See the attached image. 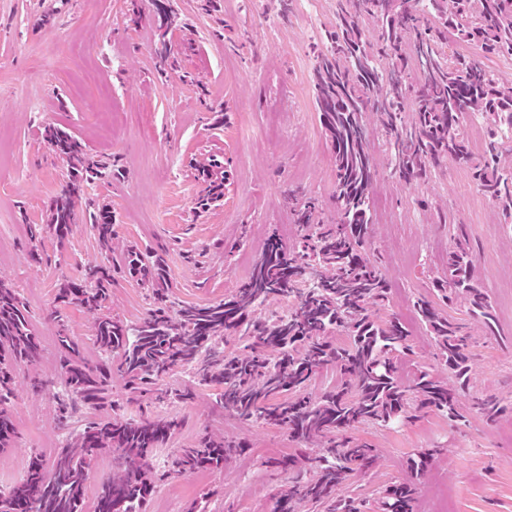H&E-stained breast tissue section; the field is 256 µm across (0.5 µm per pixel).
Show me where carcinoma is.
I'll use <instances>...</instances> for the list:
<instances>
[{
    "label": "carcinoma",
    "mask_w": 512,
    "mask_h": 512,
    "mask_svg": "<svg viewBox=\"0 0 512 512\" xmlns=\"http://www.w3.org/2000/svg\"><path fill=\"white\" fill-rule=\"evenodd\" d=\"M160 16L155 55L170 57L167 5ZM474 45L487 57L512 56V0H339L335 29L316 56L315 104L321 112L333 155L339 221L322 224L312 199L296 211L305 228L290 250L269 239L249 278L228 297L206 304L177 303L163 258L134 246L115 244L111 208L91 216L102 255L77 280L59 284L57 303L78 306L94 316L93 342L99 357H85L79 343L59 324L57 375L70 396L105 411L58 448L50 463L29 460L25 477L10 491V512H85L92 462L117 452L122 466L98 486L95 512H143L159 478L149 458L178 429L170 416L153 419L127 414L111 399L112 355L132 403L149 394L178 368L189 370L192 386L172 392L186 402L196 390L218 387L225 411L258 425L288 429L307 448L273 461L289 475L277 494L278 512H363L366 500L348 491L349 476L377 465L376 450L356 431L387 428L434 412L462 418L460 392L469 381L470 334L447 314L460 307L483 333L495 335V317L479 283L475 255L458 235L448 250V268L431 278L430 292L417 301L420 321L448 369L443 378L418 370L408 381L398 375L410 353L409 332L394 315L381 316L388 283L378 260L368 254L371 189L379 164L368 148L367 114L376 115L388 139L387 168L406 183L425 181L450 158L467 165L477 189L512 224V83L480 62L448 50V35ZM479 117L487 129L486 156L473 162L464 116ZM43 139L67 161L48 221L30 228L31 240L49 233L64 243L76 221L88 184L105 174L82 140L64 128L44 127ZM206 183L198 205L224 197L227 171L214 161L201 166ZM150 292L151 308L139 322L112 316L109 302L115 268ZM274 300L288 302L276 315L260 313ZM235 340L225 352L220 343ZM40 341L15 288L0 278V453L13 447L15 425L3 404L13 393L15 372L35 366ZM336 372V384L310 396L313 377ZM475 408L494 421L512 412V403L488 396ZM248 451V444L209 435L182 448L172 461L179 475L221 471ZM431 454L407 461V478L380 487L368 512H410L417 484Z\"/></svg>",
    "instance_id": "obj_1"
}]
</instances>
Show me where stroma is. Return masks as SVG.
<instances>
[{
	"instance_id": "obj_1",
	"label": "stroma",
	"mask_w": 512,
	"mask_h": 512,
	"mask_svg": "<svg viewBox=\"0 0 512 512\" xmlns=\"http://www.w3.org/2000/svg\"><path fill=\"white\" fill-rule=\"evenodd\" d=\"M168 0L175 23L168 34L174 66L154 54V0H0V276L23 298L42 344L37 366L17 371L7 403L17 438L0 454V479L26 471L34 454L50 456L45 437L62 444L72 432L101 419L75 402L67 424L57 419L67 392L55 382L58 326L51 318L59 284L78 279L101 255L90 228V203L107 204L118 240L162 256L176 300L204 304L224 299L248 277L269 236L294 245L293 211L318 199L320 219L336 220L330 147L315 106L312 69L336 23V0ZM49 25L39 18L47 9ZM139 23H132L133 13ZM70 129L91 156L112 170L87 188L88 204L65 242L43 235V260L28 259V229L47 220L67 165L44 142L45 126ZM215 159L229 179L221 201L196 202L205 185L195 166ZM446 221H439L437 212ZM369 248L381 255L389 283L385 311L410 331L411 353L400 369L409 379L423 367L445 375L414 303L441 272L458 230L476 259L489 293L498 336L472 329V374L460 398L468 410L459 424L427 414L394 428L365 427L361 439L377 448L373 471L349 484L363 498L402 481L406 461L432 450L412 512H512V415L489 423L471 411L475 398L512 397V226L472 182L469 168L448 162L430 182L405 185L380 171L372 192ZM146 289L121 275L112 284L113 316L143 318ZM215 389H199L189 403L142 401L148 417L170 413L182 425L150 460L167 469L177 449L204 434L242 439L247 455L223 471L175 475L158 484L144 512H163L162 496L180 489L178 512L208 495V512H276L286 477L273 458L297 452L286 429L257 425L215 404Z\"/></svg>"
}]
</instances>
